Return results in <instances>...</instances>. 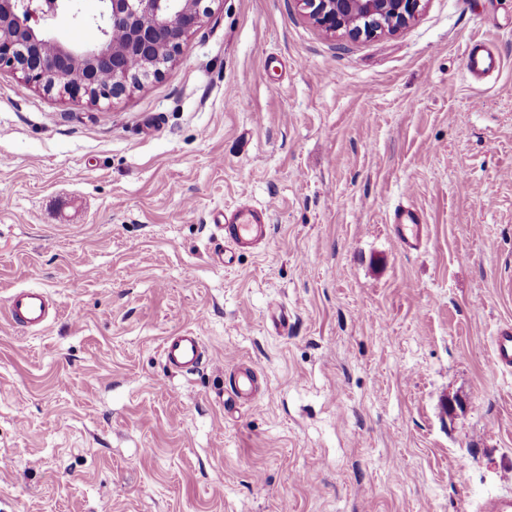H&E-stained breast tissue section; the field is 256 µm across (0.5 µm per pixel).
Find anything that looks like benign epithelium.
I'll return each instance as SVG.
<instances>
[{
    "label": "benign epithelium",
    "instance_id": "7a95c632",
    "mask_svg": "<svg viewBox=\"0 0 512 512\" xmlns=\"http://www.w3.org/2000/svg\"><path fill=\"white\" fill-rule=\"evenodd\" d=\"M204 0H100L96 14L80 15L73 0H0V70L21 75L23 85L93 104L126 94L175 61L209 14ZM329 33L375 37L404 27L422 0H295ZM60 12L98 29L90 43L63 44L50 36ZM118 22L124 38H112ZM103 72L112 83L98 84Z\"/></svg>",
    "mask_w": 512,
    "mask_h": 512
}]
</instances>
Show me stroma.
<instances>
[{"label":"stroma","mask_w":512,"mask_h":512,"mask_svg":"<svg viewBox=\"0 0 512 512\" xmlns=\"http://www.w3.org/2000/svg\"><path fill=\"white\" fill-rule=\"evenodd\" d=\"M108 103L0 71V512H473L512 492V0L332 36L212 0ZM479 40L501 66L464 67ZM269 208L231 265L212 215ZM421 209L405 251L389 219ZM41 288L57 317L3 310ZM194 330L206 359L168 366ZM254 367L239 402L229 375ZM10 321L23 329L45 327L51 317L52 302L48 293L38 288L13 291L6 300ZM493 357L502 371L512 369V327L500 328L493 336ZM161 353L168 365L187 373L194 372L204 358L201 337L193 330H184L179 335L167 336L162 343Z\"/></svg>","instance_id":"35a3bbf8"}]
</instances>
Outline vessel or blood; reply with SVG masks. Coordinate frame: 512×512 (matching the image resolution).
<instances>
[{
  "label": "vessel or blood",
  "mask_w": 512,
  "mask_h": 512,
  "mask_svg": "<svg viewBox=\"0 0 512 512\" xmlns=\"http://www.w3.org/2000/svg\"><path fill=\"white\" fill-rule=\"evenodd\" d=\"M498 60L482 42H472L466 52L464 65L475 76L485 75L496 69ZM268 212L242 204L237 208L218 213L214 218L223 244L215 249L213 257L228 263V250L252 248L269 235ZM396 236L405 249H419L428 235V226L422 214L415 209L400 207L393 215ZM6 311L10 321L24 329L45 327L51 317L52 302L48 293L38 288L13 291L6 300ZM165 362L172 368L194 372L203 362L204 349L200 336L195 331L185 330L179 335L166 337L161 346ZM493 357L496 366L504 371L512 369V327L500 328L493 338ZM256 392V373L244 367L234 375L232 393L237 400L251 399Z\"/></svg>",
  "instance_id": "vessel-or-blood-1"
}]
</instances>
